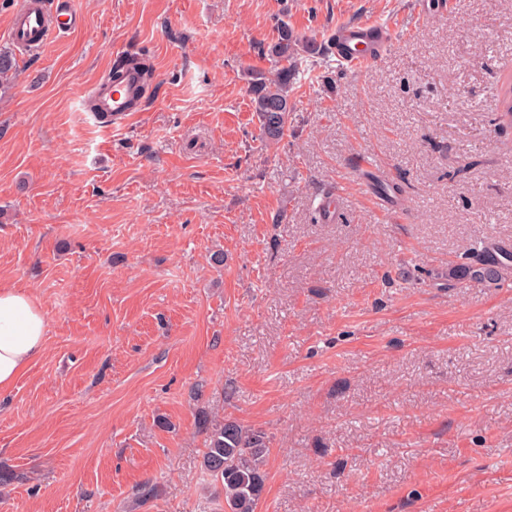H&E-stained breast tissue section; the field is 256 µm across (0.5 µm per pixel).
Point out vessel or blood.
Returning <instances> with one entry per match:
<instances>
[{
    "label": "vessel or blood",
    "mask_w": 512,
    "mask_h": 512,
    "mask_svg": "<svg viewBox=\"0 0 512 512\" xmlns=\"http://www.w3.org/2000/svg\"><path fill=\"white\" fill-rule=\"evenodd\" d=\"M80 16L70 0H56L53 11H46L42 0H21L12 16L10 35L20 47H46L60 32L78 25ZM393 26L369 21L357 26L343 25L334 35V52L347 68L357 71L372 62L391 42ZM92 110L112 118L140 111L143 76L135 66L121 69L113 81L99 84L91 92Z\"/></svg>",
    "instance_id": "1"
}]
</instances>
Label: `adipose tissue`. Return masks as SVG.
I'll list each match as a JSON object with an SVG mask.
<instances>
[{
    "instance_id": "obj_1",
    "label": "adipose tissue",
    "mask_w": 512,
    "mask_h": 512,
    "mask_svg": "<svg viewBox=\"0 0 512 512\" xmlns=\"http://www.w3.org/2000/svg\"><path fill=\"white\" fill-rule=\"evenodd\" d=\"M46 330V315L31 295L0 286V391L43 356Z\"/></svg>"
}]
</instances>
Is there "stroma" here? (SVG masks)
Segmentation results:
<instances>
[{
	"label": "stroma",
	"mask_w": 512,
	"mask_h": 512,
	"mask_svg": "<svg viewBox=\"0 0 512 512\" xmlns=\"http://www.w3.org/2000/svg\"><path fill=\"white\" fill-rule=\"evenodd\" d=\"M18 2L0 284L48 328L0 393V512H224L203 412L268 436L256 512H512V280L448 279L512 249V0H71L39 55ZM283 20L398 34L358 72L304 59L271 142L250 87ZM120 56L143 109L93 119ZM470 264L458 268H448L449 281L466 276L472 281L497 285L502 279V271L512 262V251L502 247L479 242L470 247Z\"/></svg>",
	"instance_id": "1"
}]
</instances>
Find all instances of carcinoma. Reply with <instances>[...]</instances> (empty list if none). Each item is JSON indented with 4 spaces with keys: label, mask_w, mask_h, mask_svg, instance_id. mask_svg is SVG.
<instances>
[{
    "label": "carcinoma",
    "mask_w": 512,
    "mask_h": 512,
    "mask_svg": "<svg viewBox=\"0 0 512 512\" xmlns=\"http://www.w3.org/2000/svg\"><path fill=\"white\" fill-rule=\"evenodd\" d=\"M323 55L325 49L314 41H302L293 34L288 22L280 23L277 40L269 45L274 62L271 76L255 79L251 93L254 112L266 139L280 140L287 130L291 111L289 91L299 72L302 54ZM502 110L498 122L512 126V81L501 86ZM512 263V251L479 242L470 247V264L448 268V280L465 276L472 281L496 285L502 271ZM205 434L203 466L224 490V512H255L264 489L266 455L265 433L246 429L233 421L203 415L198 420Z\"/></svg>",
    "instance_id": "cac0c4a2"
}]
</instances>
